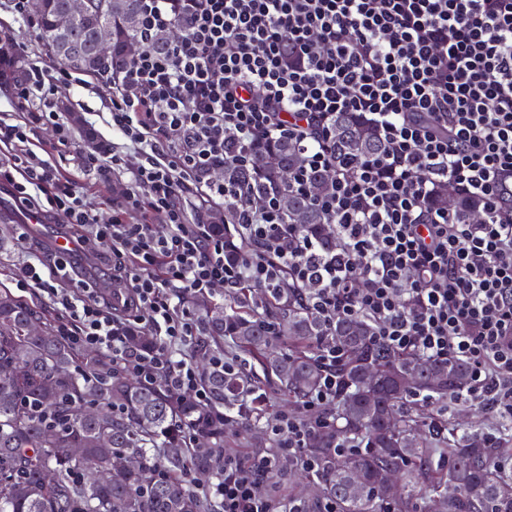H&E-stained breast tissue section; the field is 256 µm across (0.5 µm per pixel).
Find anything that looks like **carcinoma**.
<instances>
[{
    "label": "carcinoma",
    "mask_w": 512,
    "mask_h": 512,
    "mask_svg": "<svg viewBox=\"0 0 512 512\" xmlns=\"http://www.w3.org/2000/svg\"><path fill=\"white\" fill-rule=\"evenodd\" d=\"M39 39L65 67L116 80L138 41L139 0H86L69 13L68 0H35ZM112 54L100 57L102 27ZM338 159L359 162L380 153L377 133L352 113L336 117ZM246 168L224 165L226 182L253 197L280 200L285 223L313 234L327 248L330 234L315 196L330 186L312 178L310 190L290 189L305 159L287 138L255 147ZM457 217L478 218L479 201L458 198ZM343 353L336 375L343 389L307 453L316 482L303 498L288 496L292 512H512V434L462 432L441 406L466 387L470 366L393 351L373 340L367 318L326 323L307 312L287 289L253 303L224 299V312L201 316L199 349H216L240 362L233 373L209 368L203 383L213 404L170 394L161 383L143 384L112 370L101 355L80 353L55 333L52 318L0 287V512H219L190 488L184 470L224 475L222 405L241 404L257 388L258 365L273 388L300 401L320 384L326 347ZM192 426L202 443L188 448L181 428ZM341 440L367 444L339 452ZM54 472L46 481L43 474Z\"/></svg>",
    "instance_id": "cac0c4a2"
}]
</instances>
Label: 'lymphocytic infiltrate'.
<instances>
[{"instance_id": "lymphocytic-infiltrate-1", "label": "lymphocytic infiltrate", "mask_w": 512, "mask_h": 512, "mask_svg": "<svg viewBox=\"0 0 512 512\" xmlns=\"http://www.w3.org/2000/svg\"><path fill=\"white\" fill-rule=\"evenodd\" d=\"M140 49L119 83L102 78L112 129L126 152L79 157L77 131L56 97L74 81L44 59L19 84L9 120L0 119V186L22 204L80 228L75 251L114 258L126 288L124 315L96 295L70 256H33L19 283L47 295L63 314L58 330L74 347L99 350L123 370L207 405L192 350L200 328L185 305L217 289L294 288L323 319L364 316L376 343L468 361L461 402L512 420V0H140ZM183 34L167 52L157 31ZM350 112L379 133L382 152L358 163L337 159L332 127ZM50 125L55 137L39 142ZM287 138L310 170L333 175L318 205L340 243L325 251L283 224L271 199L213 180L224 163L250 164L259 140ZM77 156V155H76ZM126 175L128 188L108 221L80 178ZM480 198L469 224L434 206L441 187ZM224 206L230 236L190 223L188 208ZM165 232H158L154 217ZM248 260L224 258L228 237ZM143 321L156 340L136 354L122 333ZM338 352L325 350L318 390L299 412L265 422L271 452L224 455V475L205 489L220 512H279L260 491L281 457L314 470L305 452L321 410L335 399Z\"/></svg>"}]
</instances>
